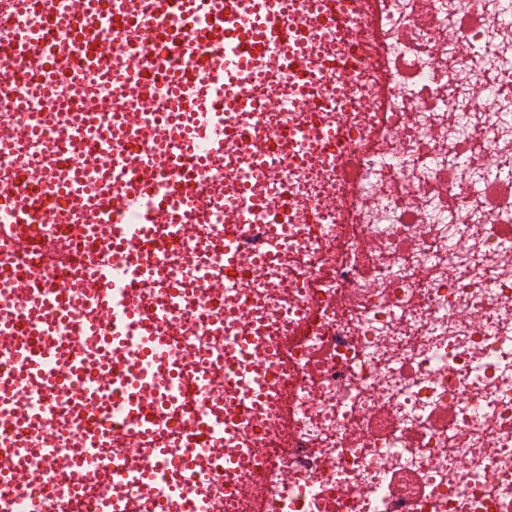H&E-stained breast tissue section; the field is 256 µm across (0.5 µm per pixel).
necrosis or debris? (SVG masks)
Masks as SVG:
<instances>
[{
    "mask_svg": "<svg viewBox=\"0 0 512 512\" xmlns=\"http://www.w3.org/2000/svg\"><path fill=\"white\" fill-rule=\"evenodd\" d=\"M147 0H80L86 41L135 35L148 56L161 57L149 91L162 122L146 142L125 143L122 115L139 92L111 87L89 71L78 89L46 83L16 52L22 26L65 53L71 6L54 13L41 0H0V188L33 190L24 178L40 164L49 182L82 185L85 201L111 194L120 176L80 128L110 145L157 160L152 189L164 194L178 165L192 170L205 209L178 210L181 234L151 255L148 270L175 285L171 297L144 283L126 287L134 257L103 244L83 207L50 200L34 223L44 225L40 251L0 216V240L14 244L0 261V326L44 327L38 347L63 350L65 337L88 320L82 287L90 270L111 266L121 309L167 308L174 336L159 355L196 359L173 380L163 369L161 407L141 470L122 466L136 427L114 402L110 385L83 414L82 390L92 372L111 369L120 349L141 338L134 329L91 326L81 344L85 365L55 396L53 418L38 417L33 399L5 389L14 368L0 362V447L17 449L23 491L0 481V498L22 512H102L104 502L135 512H512V28L500 24L506 0H377L348 14L346 35L324 0H259L263 23L291 35L303 52L302 78L286 57L260 61L258 103L248 112L215 110L217 93L202 86L195 102L171 107L170 85L193 76L200 60L221 59L219 47L192 41V24L218 14L223 0H196L192 17L165 14L142 25ZM349 84L340 93L334 79ZM293 102L275 112L265 99ZM46 118L33 137H17L26 113ZM240 136L213 152V120ZM303 126L297 144L288 125ZM268 149L253 159L248 144ZM254 212L236 233L250 263L225 254L224 210ZM277 250H269V239ZM38 258L66 276L65 316L48 307L44 288L18 305L13 280ZM262 272L271 289L246 286ZM219 291H211L213 282ZM206 374L211 390L197 399L192 384ZM110 429L98 439L96 428ZM221 440L234 457L204 467L187 462L185 428ZM39 430L42 444L26 447ZM252 450L237 453L240 441ZM97 448L104 465L81 464ZM71 466L59 471L57 458ZM156 489L140 496L141 480Z\"/></svg>",
    "mask_w": 512,
    "mask_h": 512,
    "instance_id": "4bbe7bcc",
    "label": "necrosis or debris"
}]
</instances>
